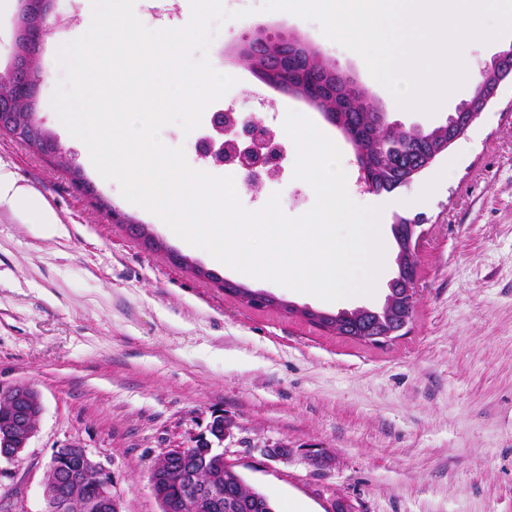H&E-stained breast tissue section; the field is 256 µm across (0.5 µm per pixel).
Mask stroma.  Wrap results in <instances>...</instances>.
I'll list each match as a JSON object with an SVG mask.
<instances>
[{
	"instance_id": "1",
	"label": "stroma",
	"mask_w": 512,
	"mask_h": 512,
	"mask_svg": "<svg viewBox=\"0 0 512 512\" xmlns=\"http://www.w3.org/2000/svg\"><path fill=\"white\" fill-rule=\"evenodd\" d=\"M222 2L231 16L216 23L208 57L236 79L223 106L281 137L289 112L310 119L340 148L357 203L380 207L383 234L395 216L426 217L413 321L405 336L372 346L250 308L195 275L199 265L327 311L373 309L388 292L395 253L384 255L373 294L326 302L243 275L126 201L52 106L63 77L52 55L85 28L84 0H54L33 57L41 77L35 118L71 165L0 131V165L65 228L46 237L0 209V392L27 384L43 403L36 436L0 475V503L44 512L53 450L79 444L110 476L118 512H160L153 461L190 446L221 413L234 424L221 452L276 512L290 501L300 512H512V83L446 156L393 192L368 193L356 185L353 143L302 98L262 84L237 55L246 38L262 29L303 40L407 127L437 126L472 88L461 86L431 115L394 110L364 60L327 39L318 22L262 11L263 0ZM286 148L278 177L243 187L245 209L260 210L274 195L290 217L313 207L312 187L294 176V143ZM74 167L93 195L74 189ZM404 195L410 204L398 205ZM99 197L146 226L165 251L146 248L131 224L112 223ZM279 445L287 457L266 456Z\"/></svg>"
}]
</instances>
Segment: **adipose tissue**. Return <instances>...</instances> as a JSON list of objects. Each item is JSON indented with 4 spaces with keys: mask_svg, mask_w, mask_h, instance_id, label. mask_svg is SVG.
<instances>
[{
    "mask_svg": "<svg viewBox=\"0 0 512 512\" xmlns=\"http://www.w3.org/2000/svg\"><path fill=\"white\" fill-rule=\"evenodd\" d=\"M0 208L12 212L21 223L36 225L47 236H59L64 232L49 204L34 190L19 184L13 173L1 166Z\"/></svg>",
    "mask_w": 512,
    "mask_h": 512,
    "instance_id": "obj_1",
    "label": "adipose tissue"
}]
</instances>
